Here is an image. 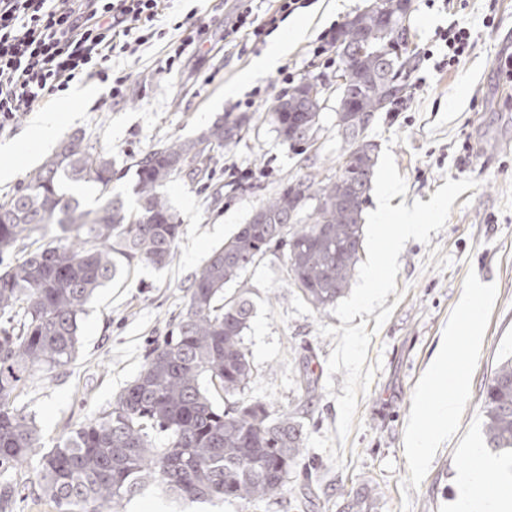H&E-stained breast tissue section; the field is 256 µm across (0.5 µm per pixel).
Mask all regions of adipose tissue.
<instances>
[{"label": "adipose tissue", "mask_w": 512, "mask_h": 512, "mask_svg": "<svg viewBox=\"0 0 512 512\" xmlns=\"http://www.w3.org/2000/svg\"><path fill=\"white\" fill-rule=\"evenodd\" d=\"M491 294L488 288L472 289L457 318L448 323V332L420 390L419 418L409 440L414 458H423L433 437L455 424L460 401L467 391V379L464 369L451 372L447 364L478 348L480 336L475 322ZM500 466L498 459L487 456L482 449H469L468 464L456 475V512H512V486L491 489L484 481L488 471Z\"/></svg>", "instance_id": "ef3b65f1"}]
</instances>
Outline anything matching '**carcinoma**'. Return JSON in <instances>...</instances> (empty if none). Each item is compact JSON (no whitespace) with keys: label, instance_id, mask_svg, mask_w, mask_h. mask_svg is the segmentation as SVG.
Listing matches in <instances>:
<instances>
[{"label":"carcinoma","instance_id":"1","mask_svg":"<svg viewBox=\"0 0 512 512\" xmlns=\"http://www.w3.org/2000/svg\"><path fill=\"white\" fill-rule=\"evenodd\" d=\"M401 18L393 0L356 15L361 44L344 70L336 127L356 155L321 179L302 174L261 205L267 224L246 223L215 250L187 289L176 332L155 343L138 376L110 409L88 419L52 449L40 447L35 420L16 402L38 372L69 366L78 352L79 317L94 291L141 262L168 265L182 233L159 189L175 177L194 178L211 152L230 142L243 121H216L196 138L176 139L134 162L136 206L112 193L115 162L105 150L72 135L61 142L12 198L0 204V503L29 488L14 470L39 456L31 493L57 512H114L155 483L175 498L269 502L288 490L301 465L303 426L287 409L245 397L253 364L243 336L253 315L249 291L224 296L256 259L280 251L286 273L315 309L336 304L351 288L363 241L362 213L375 164L357 153L355 127L397 102L384 68L409 74V52L378 54L393 33L381 15ZM322 107L295 91L278 100L269 121L288 140L299 124L319 127ZM95 186L96 205L69 193ZM58 234L40 244L36 232ZM224 399L216 404L214 395ZM487 447L512 458V357L502 361L484 393Z\"/></svg>","mask_w":512,"mask_h":512}]
</instances>
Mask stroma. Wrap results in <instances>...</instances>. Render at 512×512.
<instances>
[{"label":"stroma","instance_id":"stroma-1","mask_svg":"<svg viewBox=\"0 0 512 512\" xmlns=\"http://www.w3.org/2000/svg\"><path fill=\"white\" fill-rule=\"evenodd\" d=\"M373 0H314L297 10L308 20L306 33L292 42L284 59L296 80L333 77L335 50L314 57L319 36L338 30ZM240 0H175L161 25L167 34L131 55L113 58L114 74L127 78L123 99L107 98L97 80L73 82L67 95L25 113L0 131V169L16 176L0 182V199L12 195L49 156L35 149L19 162L15 147L43 115L59 112L53 142L84 135L88 145L111 152L124 178L113 193L133 201L127 170L141 155L178 139L194 138L215 121L246 117L238 137L217 152V161L196 179L180 177L162 187L179 215L183 233L175 255L163 268L138 264L97 290L81 316L79 348L65 369L29 379L18 406L34 417L43 448L92 415L109 409L113 397L139 373L153 342L175 328L186 290L214 250L246 223L263 201L293 177L312 171L334 175L344 148L336 128V100L323 104L316 152L300 154L283 144L266 115L289 90L277 70L256 77L248 71L264 43L245 52L224 42ZM494 25H486V17ZM201 28L199 41L169 62L179 39L173 22ZM409 31L411 72L405 97L389 111L375 113L366 131L377 151L391 149L404 176L406 205L429 202L446 180L474 178L429 243L407 241L399 256L394 311L384 325L367 315L375 333L368 364H379L369 388L358 394L353 430L346 440L336 431V396L344 372L329 373L327 359L337 337L320 326H340L332 310L318 311L287 278L284 259L266 255L236 285L251 291L253 317L243 342L254 366L246 390L250 398L296 413L304 427L310 475L295 473L287 494L245 508L235 503L174 500L147 486L121 512H452L454 477L467 463V448L484 447L483 394L499 363L512 356V74L504 56L512 54V0H412ZM464 26L471 47L454 66L442 63L440 30ZM237 86L235 98L225 97ZM96 93L79 99L85 87ZM79 103L63 111L66 96ZM255 96V105L235 109ZM491 284L493 296L478 321L481 345L463 360L469 389L460 403L456 430L444 437L421 465H414L406 431L418 406L419 386L448 322L470 288Z\"/></svg>","mask_w":512,"mask_h":512}]
</instances>
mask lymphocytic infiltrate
I'll use <instances>...</instances> for the list:
<instances>
[{"instance_id": "lymphocytic-infiltrate-1", "label": "lymphocytic infiltrate", "mask_w": 512, "mask_h": 512, "mask_svg": "<svg viewBox=\"0 0 512 512\" xmlns=\"http://www.w3.org/2000/svg\"><path fill=\"white\" fill-rule=\"evenodd\" d=\"M164 0H0V129L35 105L51 101L82 78L125 90L113 76L112 58L131 53L165 31L157 20ZM256 15L243 4L224 28L225 40L247 35L260 41L310 0H275Z\"/></svg>"}]
</instances>
